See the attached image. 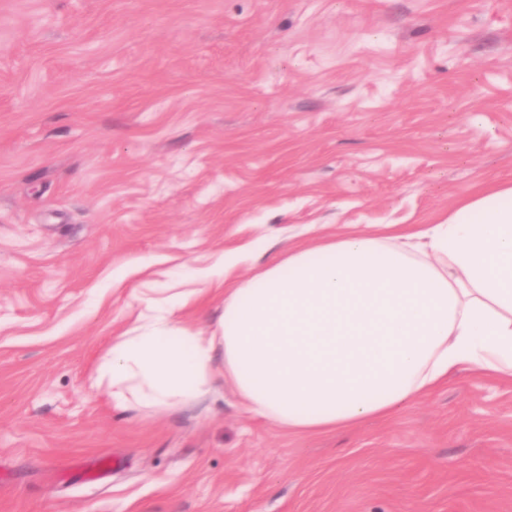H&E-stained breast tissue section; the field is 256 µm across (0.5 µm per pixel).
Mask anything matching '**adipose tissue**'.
<instances>
[{
	"label": "adipose tissue",
	"mask_w": 512,
	"mask_h": 512,
	"mask_svg": "<svg viewBox=\"0 0 512 512\" xmlns=\"http://www.w3.org/2000/svg\"><path fill=\"white\" fill-rule=\"evenodd\" d=\"M314 233L247 280L231 277L239 248L206 287L141 298L90 388L117 408L165 410L218 383L252 415L318 433L390 416L464 368L512 378V179L411 231ZM211 295L224 300L217 322L187 326Z\"/></svg>",
	"instance_id": "adipose-tissue-1"
}]
</instances>
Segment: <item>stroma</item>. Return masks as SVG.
Masks as SVG:
<instances>
[{
  "mask_svg": "<svg viewBox=\"0 0 512 512\" xmlns=\"http://www.w3.org/2000/svg\"><path fill=\"white\" fill-rule=\"evenodd\" d=\"M512 179V0H0V512H512V381L294 433L112 408L143 295Z\"/></svg>",
  "mask_w": 512,
  "mask_h": 512,
  "instance_id": "stroma-1",
  "label": "stroma"
}]
</instances>
